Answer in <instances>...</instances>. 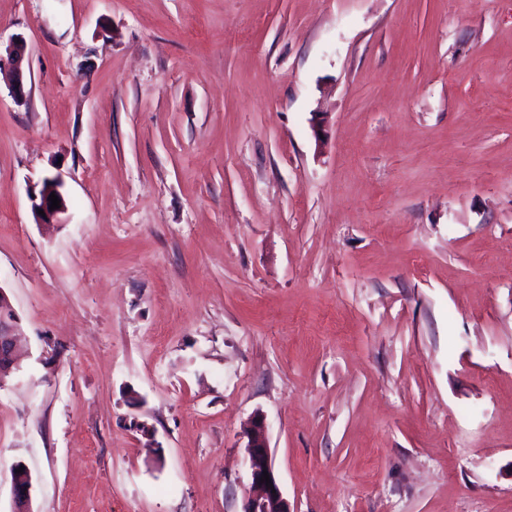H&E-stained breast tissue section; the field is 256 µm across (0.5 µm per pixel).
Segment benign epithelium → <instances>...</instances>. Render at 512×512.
<instances>
[{"instance_id": "benign-epithelium-1", "label": "benign epithelium", "mask_w": 512, "mask_h": 512, "mask_svg": "<svg viewBox=\"0 0 512 512\" xmlns=\"http://www.w3.org/2000/svg\"><path fill=\"white\" fill-rule=\"evenodd\" d=\"M25 44L23 38L15 36L6 47L8 60L13 67L12 93L16 102L24 104L27 101L26 76L23 70ZM64 183L59 176L43 179L40 186L31 188L30 200L32 210L39 222L50 224L60 219L66 212V200L63 193ZM56 195L60 200V208L50 210V195ZM44 214H39V211ZM20 319L16 314L10 299L0 288V387L3 386L6 375L17 366V343L19 340ZM247 444L245 446L250 474V491L244 503L243 512H294L274 472L270 448L266 435L265 419L260 415L251 418L245 430ZM268 473L272 486H266L261 481L263 473ZM33 478L28 469L23 472H12V512H33Z\"/></svg>"}]
</instances>
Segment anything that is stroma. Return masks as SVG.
<instances>
[{"instance_id": "stroma-1", "label": "stroma", "mask_w": 512, "mask_h": 512, "mask_svg": "<svg viewBox=\"0 0 512 512\" xmlns=\"http://www.w3.org/2000/svg\"><path fill=\"white\" fill-rule=\"evenodd\" d=\"M16 34L0 512L17 463L34 512H242L257 413L294 512H512V0H0ZM5 51L8 56V60L13 67L12 93L14 99L17 103L24 104L27 101L28 92L25 87L26 76L22 66L25 52L23 38L19 35L12 37ZM63 187V180L56 175L44 178L38 189L36 186L31 188L30 200L32 203V210L39 222L44 224L53 223L54 220H56V222H60V216L66 212L67 208ZM52 192H55V195L60 200V208L50 211L51 201L48 200V197ZM38 210H43L45 216L39 214ZM20 319L16 314L10 299L0 288V387L6 380V374L17 369V343L19 340Z\"/></svg>"}]
</instances>
